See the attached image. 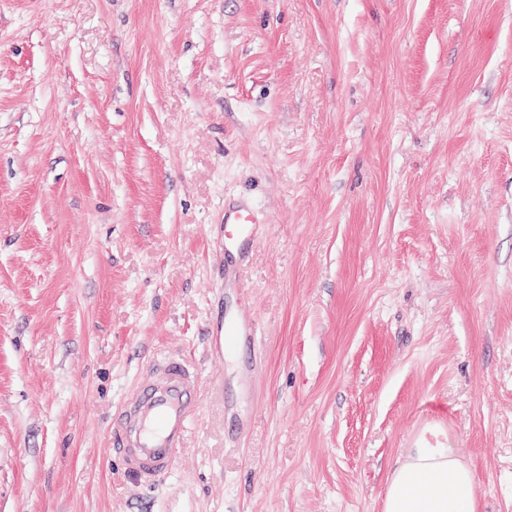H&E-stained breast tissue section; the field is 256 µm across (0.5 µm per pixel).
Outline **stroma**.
Returning <instances> with one entry per match:
<instances>
[{"label": "stroma", "mask_w": 512, "mask_h": 512, "mask_svg": "<svg viewBox=\"0 0 512 512\" xmlns=\"http://www.w3.org/2000/svg\"><path fill=\"white\" fill-rule=\"evenodd\" d=\"M168 353L145 491L110 422ZM432 420L512 512V0H0V512H382ZM258 218L246 202L224 205V250L230 247L241 255L247 253L259 232ZM245 299L242 298L235 313L227 319L212 326L207 336L209 353L220 363L228 357L232 349H239L241 344H249L253 336H257L255 323L243 311ZM200 375L181 355L153 359L112 411V446L123 475L152 487L169 477L200 413Z\"/></svg>", "instance_id": "1"}]
</instances>
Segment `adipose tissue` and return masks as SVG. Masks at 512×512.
I'll return each instance as SVG.
<instances>
[{
  "mask_svg": "<svg viewBox=\"0 0 512 512\" xmlns=\"http://www.w3.org/2000/svg\"><path fill=\"white\" fill-rule=\"evenodd\" d=\"M473 468L445 435H420L394 463L383 512H477Z\"/></svg>",
  "mask_w": 512,
  "mask_h": 512,
  "instance_id": "obj_1",
  "label": "adipose tissue"
}]
</instances>
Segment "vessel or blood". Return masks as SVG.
<instances>
[{
    "label": "vessel or blood",
    "instance_id": "b4317fda",
    "mask_svg": "<svg viewBox=\"0 0 512 512\" xmlns=\"http://www.w3.org/2000/svg\"><path fill=\"white\" fill-rule=\"evenodd\" d=\"M258 232V218L250 204L225 206V247L247 253ZM256 334L255 323L239 309L212 326L207 347L212 357L221 360ZM199 391V371L184 356L167 355L149 363L142 379L112 413V446L127 480L152 487L174 472L200 412Z\"/></svg>",
    "mask_w": 512,
    "mask_h": 512
}]
</instances>
